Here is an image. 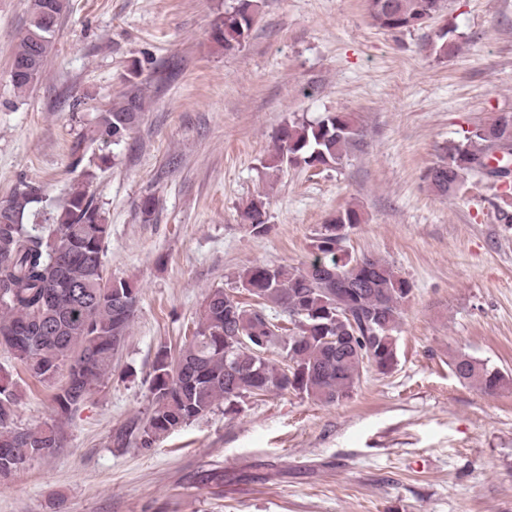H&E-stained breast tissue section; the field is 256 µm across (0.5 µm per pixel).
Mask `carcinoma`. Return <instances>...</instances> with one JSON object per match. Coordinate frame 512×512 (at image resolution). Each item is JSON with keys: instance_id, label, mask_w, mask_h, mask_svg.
<instances>
[{"instance_id": "1", "label": "carcinoma", "mask_w": 512, "mask_h": 512, "mask_svg": "<svg viewBox=\"0 0 512 512\" xmlns=\"http://www.w3.org/2000/svg\"><path fill=\"white\" fill-rule=\"evenodd\" d=\"M446 0H368L373 20L387 31H410L441 16ZM256 0H236L212 24L211 36L224 50L239 48L255 23ZM67 0H34L27 28L16 43L12 85L26 91L43 72ZM458 49L455 30L444 28L432 43L442 58ZM130 72L127 89L82 127L71 149L79 169L61 208L42 216L40 188L24 185L0 200V481L36 456L62 447L63 420L78 410L112 372L138 302L126 279L106 276L103 258L111 236L105 211L88 188L105 157H87V147L120 145L138 124L145 101ZM355 120L328 112L315 122L291 121L273 138V161L280 166L325 169L362 146ZM512 148V112H500L470 135L450 142L425 175L439 196L452 197L466 176L498 148ZM495 219L512 224V199L499 195ZM258 237L267 233V201L259 196L241 212ZM362 216L355 207L336 213L310 239V258L300 267L258 264L239 275L242 302L222 288L203 298L192 336L177 355L157 352L149 381L146 415L129 419L111 435L115 448H151L172 431L202 419L224 404L231 411L246 397L297 393L324 404L352 396L363 369L388 374L398 363V331L411 284L387 262L355 258L344 249L338 227L352 229ZM293 325L289 329L268 314ZM280 345L284 363L267 357ZM53 384L57 419L24 429L15 424L21 386L16 367ZM454 375L486 395L512 384L509 374L466 354L452 364Z\"/></svg>"}]
</instances>
